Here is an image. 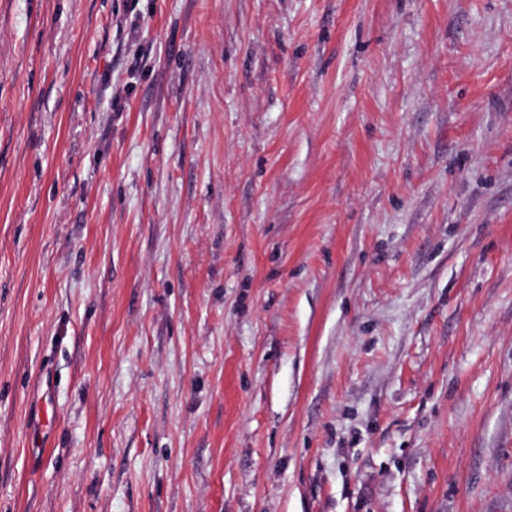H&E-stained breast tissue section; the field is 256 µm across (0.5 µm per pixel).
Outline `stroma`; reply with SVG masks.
I'll return each mask as SVG.
<instances>
[{"label": "stroma", "instance_id": "stroma-1", "mask_svg": "<svg viewBox=\"0 0 512 512\" xmlns=\"http://www.w3.org/2000/svg\"><path fill=\"white\" fill-rule=\"evenodd\" d=\"M0 512H512V0H0Z\"/></svg>", "mask_w": 512, "mask_h": 512}]
</instances>
